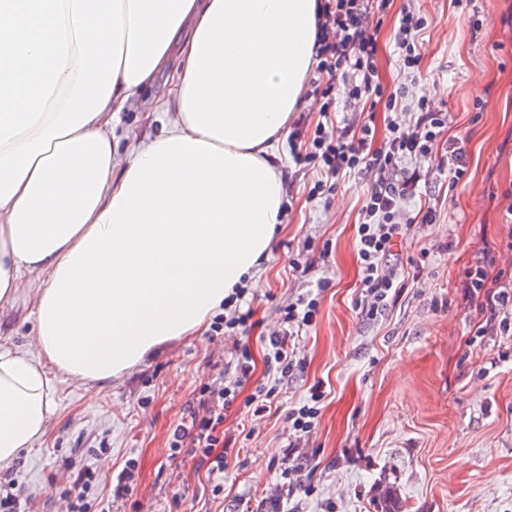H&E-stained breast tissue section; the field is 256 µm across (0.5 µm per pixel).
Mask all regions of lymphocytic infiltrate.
Returning <instances> with one entry per match:
<instances>
[{
	"instance_id": "obj_1",
	"label": "lymphocytic infiltrate",
	"mask_w": 512,
	"mask_h": 512,
	"mask_svg": "<svg viewBox=\"0 0 512 512\" xmlns=\"http://www.w3.org/2000/svg\"><path fill=\"white\" fill-rule=\"evenodd\" d=\"M389 6L390 0H322L314 45L316 77L312 94L319 100L323 115L334 112L340 97L349 104H366L373 112L401 108L403 90L384 87L377 65L378 33ZM426 24L422 14L411 10L400 14L394 41L403 74L421 68L419 36ZM416 110V120L407 124L392 122L381 136L366 121L353 129H338L321 122L310 124L303 115L294 122L290 133L297 165L314 176L309 197L335 192L340 174L365 172L371 176L355 226L357 259L363 272L360 308L371 317L377 315L396 286V275L387 269L385 261L397 239L411 224H431L436 220L432 207L420 208L412 218L406 217L401 207L418 182L417 176L406 175L403 161L435 158L449 130L447 113L431 109L428 97L418 99ZM465 286L472 294L483 295L500 331L512 330V292L489 286L486 271L480 266L467 271ZM318 306L315 298L288 304L283 328L270 335L271 352L281 375L292 373L295 367L290 336L315 322ZM251 373V357L244 351L234 379L202 386L190 426H178L173 432V454H180L183 446H191L200 464L210 472H223L227 454L224 412Z\"/></svg>"
}]
</instances>
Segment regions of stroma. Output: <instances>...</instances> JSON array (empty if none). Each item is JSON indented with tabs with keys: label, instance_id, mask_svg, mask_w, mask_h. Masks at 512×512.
<instances>
[{
	"label": "stroma",
	"instance_id": "stroma-1",
	"mask_svg": "<svg viewBox=\"0 0 512 512\" xmlns=\"http://www.w3.org/2000/svg\"><path fill=\"white\" fill-rule=\"evenodd\" d=\"M426 15L422 67L405 77L391 38L401 9ZM385 87L408 83L449 115L467 174L456 187L427 177L404 200L408 215L436 206L433 224L412 226L389 264L401 289L377 316L357 307L362 269L355 226L366 182L340 178L335 193L308 201L313 175L278 153L292 209L260 272L265 286L246 288L258 328L247 335H194L106 384L49 369L55 412L48 433L11 467L26 512H65L80 469L95 479L87 512H376L394 491L402 512H512V334L476 335L488 314L464 286L471 267L512 284V0H393L379 33ZM310 254L306 272L291 261ZM330 287L316 322L295 338L296 367L281 376L266 335L288 303ZM29 293L0 307V350L33 340ZM248 349L254 370L224 418L231 447L223 476L199 467L191 449L172 455V432L197 405L201 386ZM322 383L325 398L312 432L300 433L289 411ZM270 400L258 416L247 399ZM135 460L131 496L113 500L126 460ZM223 483L224 492L211 489Z\"/></svg>",
	"mask_w": 512,
	"mask_h": 512
}]
</instances>
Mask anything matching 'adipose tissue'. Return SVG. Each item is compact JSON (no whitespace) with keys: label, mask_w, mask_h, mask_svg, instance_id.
I'll list each match as a JSON object with an SVG mask.
<instances>
[{"label":"adipose tissue","mask_w":512,"mask_h":512,"mask_svg":"<svg viewBox=\"0 0 512 512\" xmlns=\"http://www.w3.org/2000/svg\"><path fill=\"white\" fill-rule=\"evenodd\" d=\"M319 7L0 0V304L31 290L35 321L0 351V469L46 434L47 366L120 377L258 285ZM145 93L158 130L119 132Z\"/></svg>","instance_id":"1"}]
</instances>
